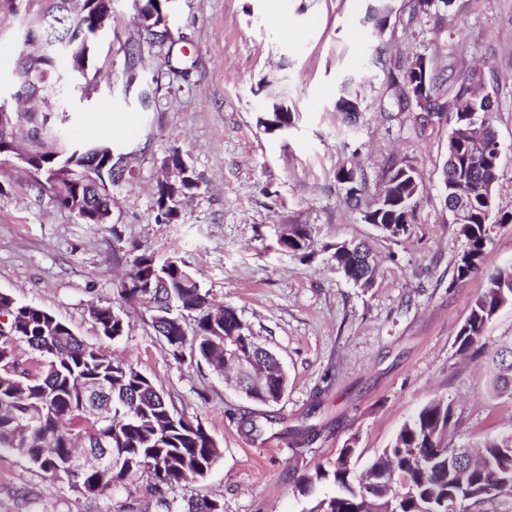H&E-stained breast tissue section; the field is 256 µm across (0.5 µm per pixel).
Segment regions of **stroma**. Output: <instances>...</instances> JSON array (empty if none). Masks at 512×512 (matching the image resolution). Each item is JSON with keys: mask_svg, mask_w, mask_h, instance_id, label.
<instances>
[{"mask_svg": "<svg viewBox=\"0 0 512 512\" xmlns=\"http://www.w3.org/2000/svg\"><path fill=\"white\" fill-rule=\"evenodd\" d=\"M147 2L112 0V29L92 63L100 87L77 103L74 131L83 140L111 134L134 180L113 185L111 223L83 224L18 162L0 164V292L132 364L201 423L221 456L174 495L219 498L224 512H308L329 487L301 495L300 477L330 466L348 444L363 470L434 399L454 411L449 447L512 431V399L490 392L493 357L512 345V303L488 323L480 355L457 342L487 276L512 267V0H453L417 18L410 0H391L378 35L364 22L371 0H164L172 37L161 44L140 26ZM419 54L436 69L475 73L496 100L502 161L493 203L510 219L489 225L485 261L464 277V240L443 202L450 127L394 105V79ZM343 95L358 105L355 125L336 108ZM277 105L293 116L288 128L269 126ZM175 151L198 187L165 222L154 192ZM390 165L413 166L423 182L409 231L396 239L366 223L337 180L341 167L357 168L367 201ZM297 228L311 241L292 250L285 240ZM359 240L378 264L369 288L331 260L336 243ZM144 252L183 258L212 300L236 309L283 367L279 403L252 402L205 364L172 357L146 305L120 295ZM93 304L120 311L123 336L100 334ZM245 415L262 434L248 431ZM296 428L307 432L299 445ZM158 498L146 475L88 495L18 453H0V512H159Z\"/></svg>", "mask_w": 512, "mask_h": 512, "instance_id": "1", "label": "stroma"}]
</instances>
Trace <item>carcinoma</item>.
Listing matches in <instances>:
<instances>
[{"mask_svg": "<svg viewBox=\"0 0 512 512\" xmlns=\"http://www.w3.org/2000/svg\"><path fill=\"white\" fill-rule=\"evenodd\" d=\"M150 8L140 18L141 27L155 40L163 33L155 27L160 8L148 0ZM112 0H40L36 8L46 17L39 36L72 35L95 27L98 12ZM366 21L380 28L387 21L381 0H374ZM95 55V45L74 60L52 58L42 62L38 86L22 88L13 98L33 101L35 95L49 94L56 107L51 112L18 110L5 116L20 131V139L0 126V162L12 158L20 149L31 166L42 171L56 201L84 224H109L112 218L110 187L133 175L117 167L108 153L98 148L111 146L107 141H77L71 128L78 113L70 112L66 102L70 83L60 78V70L86 65ZM402 86L433 100L439 98L445 74L436 73L420 62L404 71ZM459 107L453 112H430L444 117L450 126L448 157L444 176L448 185L465 184L472 197V223L459 225L464 251L459 274L477 271L485 258L489 242L487 225L498 215L486 202L488 189L495 184L500 157L488 153L485 160L476 156L475 137L493 140L494 103L473 90L475 75L458 77ZM337 180L345 185L346 196L361 192L362 180L353 169H341ZM386 190L377 218L378 229L389 237L407 234L413 202L420 183L413 167L389 166L383 175ZM178 194L164 197L155 190L157 217L169 222L178 216V206L198 188L194 172L179 183ZM370 250L363 244L352 251L336 245L332 259L344 275L361 288L372 285L375 265L364 263ZM121 296L143 301L152 312L156 332L162 336L175 360L184 357L185 346L217 374L233 367L238 353L268 352L246 332L236 310L212 303L210 295L199 287L190 265L181 257L156 263L146 253L135 256L129 280L122 284ZM512 303V268L490 275L480 289L470 315L459 333V350L469 351L478 343L487 323L500 307ZM91 318L102 336L115 339L125 330V319L110 305H92ZM8 320V335L0 334V451L17 450L35 466L55 479L72 457L74 448H99L122 458L118 467L86 465L67 482L83 492L98 495L112 486L132 480L139 474H151L156 488H174L206 476L220 457L212 437L198 423L178 413L156 387L142 381L143 374L133 365L110 358L101 349L81 341L72 329L57 321L49 332L50 312L21 304L8 294L0 295V315ZM192 317L191 337L180 336L173 342L167 327L174 329ZM26 343L37 358L30 369L20 368L15 347ZM281 388L277 369L256 388L260 402L276 396ZM496 396L512 398V350L502 354L500 371L492 383ZM108 402L103 416L83 408L92 396ZM453 418L451 404L438 398L427 403L404 423L391 447L376 457L362 475L351 468L355 448L341 449L331 470L316 468V478L332 477L334 491L317 499L308 512H448V499L457 498L468 508L508 494L512 485V433L486 439L473 466L463 463L469 453L450 448L443 439ZM164 512H224V503L207 497L161 500Z\"/></svg>", "mask_w": 512, "mask_h": 512, "instance_id": "carcinoma-1", "label": "carcinoma"}]
</instances>
